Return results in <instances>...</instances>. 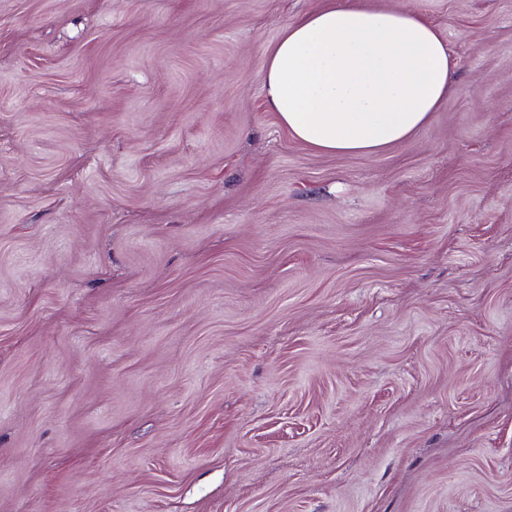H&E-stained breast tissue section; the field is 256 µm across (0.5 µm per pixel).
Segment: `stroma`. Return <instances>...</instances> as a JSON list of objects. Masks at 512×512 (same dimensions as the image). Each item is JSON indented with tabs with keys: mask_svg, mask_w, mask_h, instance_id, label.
Returning <instances> with one entry per match:
<instances>
[{
	"mask_svg": "<svg viewBox=\"0 0 512 512\" xmlns=\"http://www.w3.org/2000/svg\"><path fill=\"white\" fill-rule=\"evenodd\" d=\"M321 0H0V512H512V0L408 142L260 69Z\"/></svg>",
	"mask_w": 512,
	"mask_h": 512,
	"instance_id": "stroma-1",
	"label": "stroma"
}]
</instances>
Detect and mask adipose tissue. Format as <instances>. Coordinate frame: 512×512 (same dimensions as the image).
Masks as SVG:
<instances>
[{"label":"adipose tissue","mask_w":512,"mask_h":512,"mask_svg":"<svg viewBox=\"0 0 512 512\" xmlns=\"http://www.w3.org/2000/svg\"><path fill=\"white\" fill-rule=\"evenodd\" d=\"M447 42L422 14L329 4L289 21L265 57V104L297 140L370 155L408 141L450 89Z\"/></svg>","instance_id":"ef3b65f1"}]
</instances>
